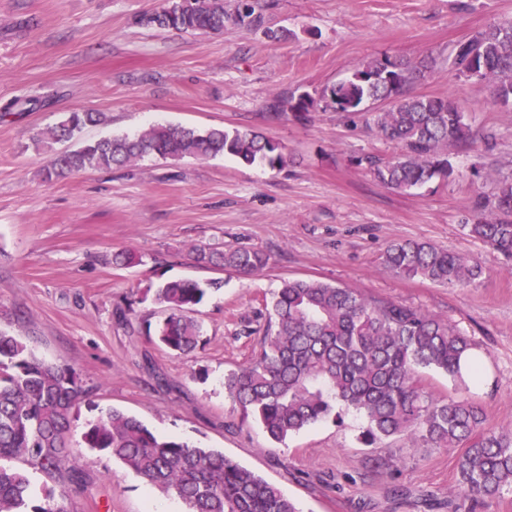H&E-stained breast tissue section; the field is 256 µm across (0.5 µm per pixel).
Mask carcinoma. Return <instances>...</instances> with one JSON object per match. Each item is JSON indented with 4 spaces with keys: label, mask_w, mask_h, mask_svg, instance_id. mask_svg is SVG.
<instances>
[{
    "label": "carcinoma",
    "mask_w": 512,
    "mask_h": 512,
    "mask_svg": "<svg viewBox=\"0 0 512 512\" xmlns=\"http://www.w3.org/2000/svg\"><path fill=\"white\" fill-rule=\"evenodd\" d=\"M258 25L253 0H195L190 13L174 18L166 9L144 14L138 23L177 32L221 31L243 22ZM435 61L410 64L386 57L357 68L323 90L321 99L338 112H358L371 101L385 107L375 115L381 135L401 146L393 160L363 158L375 180L409 191L453 173L448 146L471 139L467 115L451 97L412 95L405 90ZM444 67L466 80L486 82L497 101L512 112V21L495 22L459 41ZM314 100L306 93L288 99V111L303 119ZM100 121V113L69 114L46 133V140L77 137ZM231 155L245 165L272 170L288 166L282 146L250 129L157 124L139 135L84 141L55 155L45 169L49 181L71 174L124 166L146 156L181 160ZM491 218L468 225L472 236L512 255V182L493 199L479 202ZM197 263L238 275H255L268 265L259 248L195 249ZM394 274L435 284L467 286L482 267L463 255L427 242H397L386 250ZM218 280H167L154 301L167 316L155 329L160 344L180 355L194 352L202 328L191 316ZM272 314L260 337V352L224 379V390L243 416L259 423L268 438L288 436L328 418L336 404L362 415L363 443L392 437L435 448H463L458 461L459 497L487 508L512 493V430L486 426L483 408L468 398L437 399L422 382L421 370L462 378L461 361L471 339L447 320L396 302L367 297L353 288L309 279H288L274 294ZM86 390L76 373L36 358L14 336L0 332V512H64L52 492L32 504L23 461L45 471L62 466L80 480L86 460L72 455L71 424ZM86 447L120 461L154 491L181 499L187 512H299L293 499L255 472L212 449L155 434L137 418L114 409L89 424Z\"/></svg>",
    "instance_id": "1"
}]
</instances>
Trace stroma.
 Here are the masks:
<instances>
[{
	"instance_id": "35a3bbf8",
	"label": "stroma",
	"mask_w": 512,
	"mask_h": 512,
	"mask_svg": "<svg viewBox=\"0 0 512 512\" xmlns=\"http://www.w3.org/2000/svg\"><path fill=\"white\" fill-rule=\"evenodd\" d=\"M163 0H0V331L38 358L73 369L91 392L73 421L71 446L85 459L81 483L68 469H30L34 501L62 493L65 512H186L147 492L119 461L85 448V425L112 409L159 435L214 449L277 486L301 512H448L458 488L457 448L392 438L369 448L354 413L272 443L242 420L224 377L260 350L256 314L282 280L354 288L438 315L473 342L479 382L434 370L435 397L476 399L491 426L512 429V255L469 233L476 201L512 179V112L490 85L442 67L458 41L512 20V0H255L262 25L183 33L138 25ZM435 59L413 94L453 97L479 140L448 149L452 175L404 193L357 163L400 151L378 133L375 105L347 114L320 102L325 88L367 62ZM317 98L308 120L267 121L276 102ZM103 121L87 139L136 136L150 124L249 127L291 157L279 171L232 157L178 162L147 156L121 168L45 180L67 142L35 137L71 112ZM428 242L477 261L467 287L405 279L383 262L394 242ZM251 246L270 256L238 276L194 260L198 247ZM129 251L140 261L116 264ZM168 279L222 280L195 310L203 335L175 354L146 335L164 317L151 291ZM133 306L127 323L117 308Z\"/></svg>"
}]
</instances>
